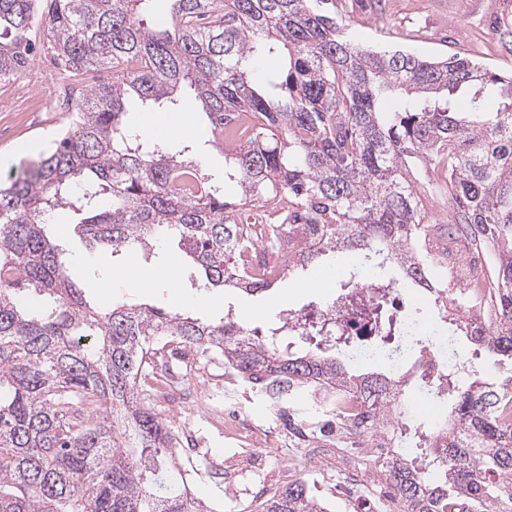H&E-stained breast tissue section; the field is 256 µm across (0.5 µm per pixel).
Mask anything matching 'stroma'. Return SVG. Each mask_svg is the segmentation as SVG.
<instances>
[{"label":"stroma","mask_w":512,"mask_h":512,"mask_svg":"<svg viewBox=\"0 0 512 512\" xmlns=\"http://www.w3.org/2000/svg\"><path fill=\"white\" fill-rule=\"evenodd\" d=\"M337 7L350 24L351 37L369 49H402L423 57H460L477 60L484 67L505 75L512 74V47L503 43L501 29H512V0H337ZM68 73L54 62L45 46H37L34 59L14 81L0 85V180L18 175L29 154L24 148L47 150L66 131L71 115L67 112H32L28 105L35 88L59 93L70 84ZM63 256L69 279L84 295L109 309L125 304H147L172 312H189L201 320L232 315L243 327L267 331L288 313L319 310L345 295L349 274H341L333 287L318 289L311 282L335 265V254L298 273L284 278L262 293L237 288H206L191 282V263L176 236H165L151 255L134 251L128 258L139 268L154 272L170 262H178L180 277L176 287L158 285L148 291L135 288L115 277L111 256L86 248L75 235H68ZM154 410L175 428H188L200 442L191 455L195 469L190 477L192 493L216 512H242L251 503L265 500L278 488L294 480L305 481L308 492L327 512H377L385 497L381 487L368 488L363 496L345 501L336 495L333 471L317 457L289 458L276 442L262 446L265 467L241 464L233 483L216 482L207 476L214 462L224 461L235 450L222 431L209 426L191 407L176 411L155 405Z\"/></svg>","instance_id":"obj_1"}]
</instances>
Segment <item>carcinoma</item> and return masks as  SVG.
Instances as JSON below:
<instances>
[{
  "mask_svg": "<svg viewBox=\"0 0 512 512\" xmlns=\"http://www.w3.org/2000/svg\"><path fill=\"white\" fill-rule=\"evenodd\" d=\"M147 2L0 0V84L33 61L38 25L64 71L100 73L60 138L0 184V512H210L188 494L178 432L151 408L149 380L172 345L201 347L259 388L280 376L356 395L373 426L408 414L399 381L352 369L334 314L300 324L317 342L296 353L227 315L100 309L66 274L49 230L58 210L114 260L175 234L213 288L266 291L350 251L400 273L379 282L368 311L376 348L400 354L407 324L392 295L426 286L448 335L512 360V76L455 55L365 49L346 36L336 0H168L163 29L142 15ZM277 57L276 71L251 80L254 62ZM182 88L207 118L204 143L173 152L131 134L129 96L153 110L177 104ZM204 144L224 153L223 179L199 161ZM415 169L449 194L450 223H423ZM451 237L494 249L490 318H448L464 289L428 278ZM466 367L450 360L417 380L444 421L430 433L416 425L420 455L382 470L403 512H512V375L468 383ZM250 512L324 507L297 480Z\"/></svg>",
  "mask_w": 512,
  "mask_h": 512,
  "instance_id": "cac0c4a2",
  "label": "carcinoma"
}]
</instances>
